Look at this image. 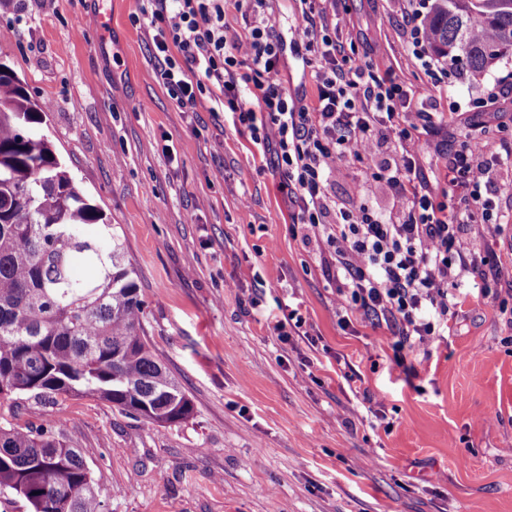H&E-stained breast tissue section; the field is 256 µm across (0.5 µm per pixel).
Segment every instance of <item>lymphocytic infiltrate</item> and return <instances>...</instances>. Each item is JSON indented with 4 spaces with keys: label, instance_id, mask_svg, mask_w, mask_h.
Wrapping results in <instances>:
<instances>
[{
    "label": "lymphocytic infiltrate",
    "instance_id": "1",
    "mask_svg": "<svg viewBox=\"0 0 512 512\" xmlns=\"http://www.w3.org/2000/svg\"><path fill=\"white\" fill-rule=\"evenodd\" d=\"M155 51L158 83L185 111L210 101L230 111L256 145L270 152L298 207L303 239H316L320 264L335 281L342 327L353 319L386 324L395 358L443 340L458 301L449 294L468 268L464 227L493 219L482 194L495 165L512 159V141L469 137L448 159L446 185L421 176L419 127L435 124L433 102L416 100L392 69L344 66L330 22L340 0H293L304 64L317 87L314 103L288 94L278 80L286 45L271 0H236L242 32L224 21L225 0H142ZM253 85L257 109L244 107L243 85ZM393 140L396 160L380 159ZM366 162L400 202L387 214L367 202L344 207L329 188L338 159Z\"/></svg>",
    "mask_w": 512,
    "mask_h": 512
}]
</instances>
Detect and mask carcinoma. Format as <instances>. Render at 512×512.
I'll return each mask as SVG.
<instances>
[{
    "label": "carcinoma",
    "mask_w": 512,
    "mask_h": 512,
    "mask_svg": "<svg viewBox=\"0 0 512 512\" xmlns=\"http://www.w3.org/2000/svg\"><path fill=\"white\" fill-rule=\"evenodd\" d=\"M425 31L436 57L481 76L512 57V0H432ZM2 105L0 400L84 394L152 425L188 420L193 404L147 339L119 235L34 131L44 106L13 72L0 74ZM5 492L30 512H104L83 456L48 421L0 424Z\"/></svg>",
    "instance_id": "obj_1"
}]
</instances>
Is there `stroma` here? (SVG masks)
<instances>
[{"mask_svg":"<svg viewBox=\"0 0 512 512\" xmlns=\"http://www.w3.org/2000/svg\"><path fill=\"white\" fill-rule=\"evenodd\" d=\"M141 0H0V61L47 105L38 131L124 241L151 346L194 404L155 426L91 396L0 413L51 421L79 448L106 512H512V323L464 273L449 336L395 364L386 328L338 323L336 285L269 155L231 112L182 111L155 77ZM410 0H342L336 38L350 62L392 66L415 97L436 96L421 167L444 186L472 130L512 139V58L473 78L413 54ZM283 85L314 95L299 22L273 5ZM99 16L96 25L85 17ZM512 164L492 176L494 224L466 228L476 257L498 256L512 286ZM331 194L349 207L395 197L366 164L336 162ZM302 335L271 322L291 309Z\"/></svg>","mask_w":512,"mask_h":512,"instance_id":"1","label":"stroma"}]
</instances>
